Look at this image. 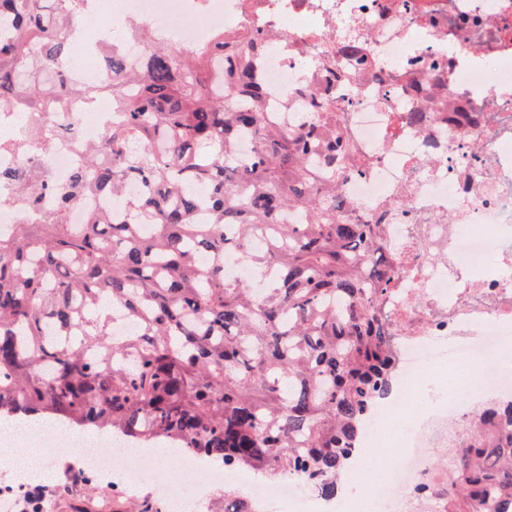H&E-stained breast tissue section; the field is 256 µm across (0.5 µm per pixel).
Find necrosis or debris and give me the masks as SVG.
I'll return each instance as SVG.
<instances>
[{
    "mask_svg": "<svg viewBox=\"0 0 512 512\" xmlns=\"http://www.w3.org/2000/svg\"><path fill=\"white\" fill-rule=\"evenodd\" d=\"M98 27L128 21L180 48L208 43L216 27L251 30L272 44L260 78L280 122L305 110L313 91L364 168L345 178L351 215L382 227L384 253L398 277L379 304L396 356L394 398L367 419L349 465L370 494L368 512H446L448 471L432 451L452 450L457 425L492 400H512V0H98ZM354 40L366 68L337 55ZM430 109L429 129L407 123ZM68 136L50 148L30 143L28 112L0 113V173L26 168L50 185L39 210L0 182L12 206L0 210V235L41 221L56 191L99 141L101 113L75 96L47 115ZM400 433V468L373 458L379 434ZM82 465L121 487L152 477L164 512L207 494L205 460L185 454L179 468L163 455L85 442ZM256 512H354L357 500L300 490L296 479L254 481Z\"/></svg>",
    "mask_w": 512,
    "mask_h": 512,
    "instance_id": "4bbe7bcc",
    "label": "necrosis or debris"
}]
</instances>
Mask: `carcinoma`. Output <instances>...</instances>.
<instances>
[{
	"instance_id": "obj_1",
	"label": "carcinoma",
	"mask_w": 512,
	"mask_h": 512,
	"mask_svg": "<svg viewBox=\"0 0 512 512\" xmlns=\"http://www.w3.org/2000/svg\"><path fill=\"white\" fill-rule=\"evenodd\" d=\"M89 3L0 0V112L34 113L29 137L49 147L43 113L70 95L112 110L57 210L0 237V418L47 414L334 497L366 416L396 384L376 312L395 268L380 225L353 222L338 191L360 164L336 132L275 121L255 75L268 48L258 33L220 30L178 56L150 42L138 67L114 54L101 82L68 83L57 66L79 52ZM0 177L33 207L50 190ZM129 181L143 192L126 201ZM86 189L116 209L71 224ZM227 253L272 271L262 294L224 278ZM115 304L132 335L114 336ZM446 512H512V401L484 406L468 431Z\"/></svg>"
}]
</instances>
